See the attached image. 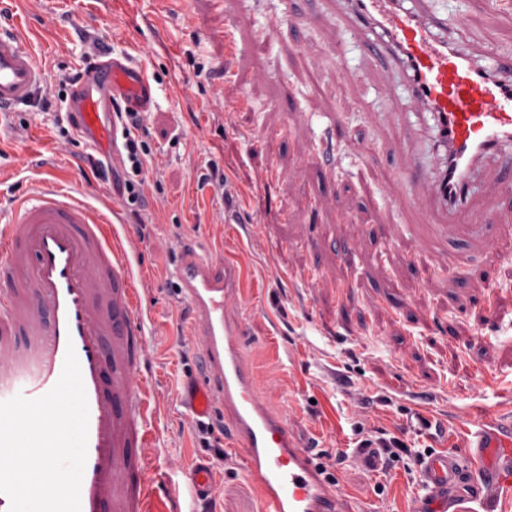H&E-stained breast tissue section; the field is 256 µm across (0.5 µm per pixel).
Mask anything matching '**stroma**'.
<instances>
[{"label":"stroma","mask_w":512,"mask_h":512,"mask_svg":"<svg viewBox=\"0 0 512 512\" xmlns=\"http://www.w3.org/2000/svg\"><path fill=\"white\" fill-rule=\"evenodd\" d=\"M424 5L442 19L439 35L483 66L512 68V4ZM19 10L44 79L38 100L0 117V198L52 175L83 184L93 206L123 209L117 231L145 271L135 284L154 321L143 373L155 382V487L198 454L220 470L207 512H258L222 413L203 432L180 403L202 355L170 274L218 239L256 278L229 306L262 395L355 512H406L421 454L463 449L480 409L512 410V198L499 176L512 145L476 180L466 218L497 225L495 237L448 256L422 235L387 244L403 225L432 221L415 195L436 162V130L404 67L376 53L381 29L350 21L344 0H5L0 25ZM227 22L244 46L233 57L215 35ZM106 50L129 55L151 86L135 201L122 160L84 178L101 153L68 118L69 77ZM382 442L399 451L382 469L351 455Z\"/></svg>","instance_id":"35a3bbf8"}]
</instances>
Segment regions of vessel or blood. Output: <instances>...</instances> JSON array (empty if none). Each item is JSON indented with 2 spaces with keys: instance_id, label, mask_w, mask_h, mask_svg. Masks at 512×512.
I'll return each instance as SVG.
<instances>
[{
  "instance_id": "b4317fda",
  "label": "vessel or blood",
  "mask_w": 512,
  "mask_h": 512,
  "mask_svg": "<svg viewBox=\"0 0 512 512\" xmlns=\"http://www.w3.org/2000/svg\"><path fill=\"white\" fill-rule=\"evenodd\" d=\"M353 20L387 33L386 52L406 63L410 91L437 117L439 163L425 185L436 216L430 235L447 243L470 208L475 176L512 142V79L492 76L472 56L434 39L426 12L402 13L400 0H347ZM43 72L22 26L0 29V112L30 103ZM148 109L150 86L129 59L109 57L75 88L71 121L98 149L117 145L115 96ZM0 225V381L34 399L58 381L74 348L88 402L87 460L81 512H174L145 476L156 447L153 387L145 364L149 317L134 286V262L119 249V207L87 205L79 192L46 178L13 199ZM201 347L203 378L185 402L195 421L223 407L228 439L242 451V470L261 512H352L303 448L287 418L259 394L243 355L245 327L226 300L245 294L253 271L242 257L221 261L190 251L173 271ZM191 501L217 492L203 459L187 475ZM411 512H512V416L485 411L463 450L422 456Z\"/></svg>"
}]
</instances>
